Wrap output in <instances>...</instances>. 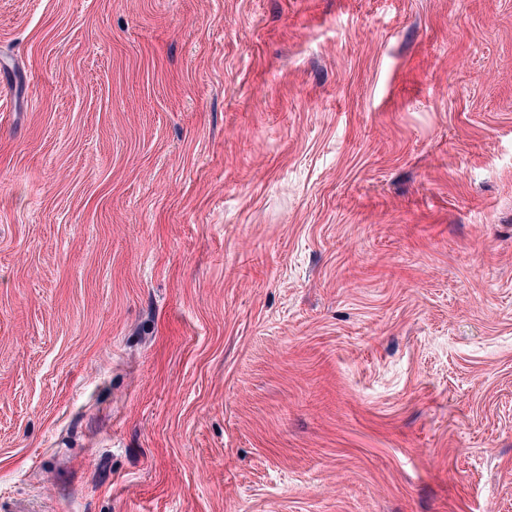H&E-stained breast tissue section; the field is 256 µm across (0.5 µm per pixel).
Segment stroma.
I'll list each match as a JSON object with an SVG mask.
<instances>
[{"mask_svg":"<svg viewBox=\"0 0 512 512\" xmlns=\"http://www.w3.org/2000/svg\"><path fill=\"white\" fill-rule=\"evenodd\" d=\"M512 512V0H0V512Z\"/></svg>","mask_w":512,"mask_h":512,"instance_id":"stroma-1","label":"stroma"}]
</instances>
